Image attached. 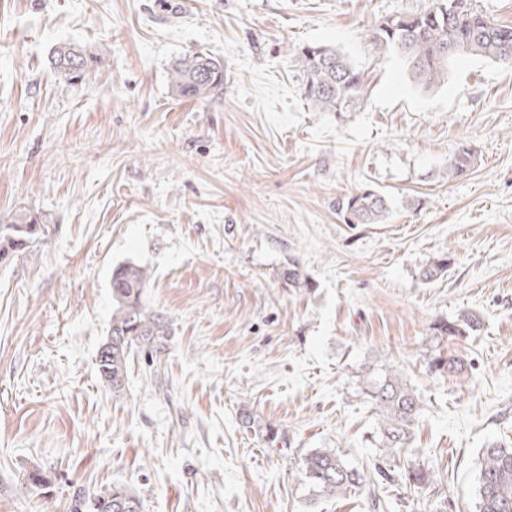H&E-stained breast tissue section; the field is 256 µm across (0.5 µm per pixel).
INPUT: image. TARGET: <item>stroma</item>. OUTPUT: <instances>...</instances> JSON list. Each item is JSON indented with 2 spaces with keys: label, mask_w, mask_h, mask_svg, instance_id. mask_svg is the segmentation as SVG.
<instances>
[{
  "label": "stroma",
  "mask_w": 512,
  "mask_h": 512,
  "mask_svg": "<svg viewBox=\"0 0 512 512\" xmlns=\"http://www.w3.org/2000/svg\"><path fill=\"white\" fill-rule=\"evenodd\" d=\"M434 2L0 0V225L48 219L0 263V512H71L112 482L144 512H476L480 449L512 446V64L461 56L426 88L371 46L370 26ZM69 41L104 59L75 85L50 63ZM307 45L360 73L350 111L305 101ZM198 52L223 60L224 93L175 98L171 65ZM463 144L476 162L449 178ZM363 187L387 198L384 223L338 217ZM439 256L447 276L423 282ZM291 259L313 292L282 286ZM127 262L171 334L116 396L95 354ZM461 310L481 332L434 338ZM432 352L465 372L434 374ZM368 365L422 399L388 469L434 481L384 484L376 507L365 486L312 499L309 451L378 462Z\"/></svg>",
  "instance_id": "1"
}]
</instances>
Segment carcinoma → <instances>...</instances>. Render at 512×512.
I'll use <instances>...</instances> for the list:
<instances>
[{
    "label": "carcinoma",
    "mask_w": 512,
    "mask_h": 512,
    "mask_svg": "<svg viewBox=\"0 0 512 512\" xmlns=\"http://www.w3.org/2000/svg\"><path fill=\"white\" fill-rule=\"evenodd\" d=\"M369 36L377 48L402 55L411 77L425 87L443 82L448 77L449 64L460 55L512 63V26L495 23L474 8L471 0H436L424 13L387 19ZM52 64L59 74L72 80L101 66L102 60L78 43L63 42L55 47ZM297 64L306 76L303 96L320 112H346L362 95L360 74L332 48L304 46L298 52ZM170 90L178 98L194 100L222 94L224 62L201 52L177 60L170 71ZM474 163L473 150L463 145L449 175L464 177ZM336 212L346 224H381L389 208L381 194L362 188L336 198ZM44 223L42 216L23 210L14 216L13 223L1 225L0 262L14 258L31 240L43 235ZM450 264L448 257L432 260L420 271L422 280L444 277ZM280 279L283 287L298 293H310L315 288L310 276L292 260L280 271ZM148 284L149 275L136 264H122L112 270V326L97 350L96 367L102 383L117 396L125 389L132 355L142 350L157 351L169 336L166 315L145 301ZM480 329V319L471 312L440 318L432 325L437 339L456 340ZM428 365L440 375H460L465 371L464 360L439 353L428 356ZM364 381V395L380 416L376 447L389 456L404 451L422 411L420 397L392 370L369 366ZM303 471L314 497H330L366 484L363 473L331 448L308 453ZM405 480L421 488L431 484L433 476L420 465L409 470ZM475 495L477 512H512V448L495 444L483 449ZM72 512H142V503L127 486L112 483L92 492L77 493Z\"/></svg>",
    "instance_id": "1"
}]
</instances>
